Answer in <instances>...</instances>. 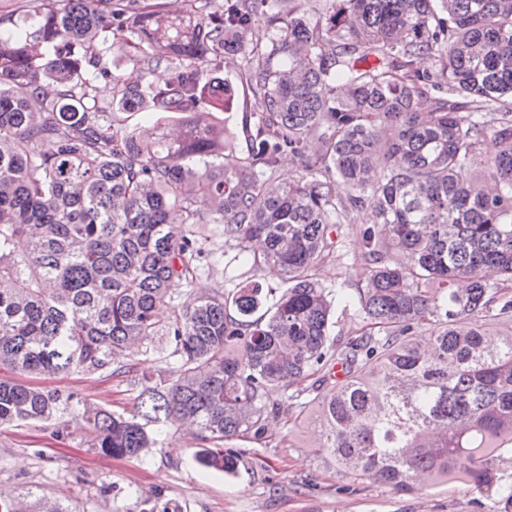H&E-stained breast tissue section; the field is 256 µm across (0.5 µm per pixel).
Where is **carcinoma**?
<instances>
[{
	"instance_id": "1",
	"label": "carcinoma",
	"mask_w": 512,
	"mask_h": 512,
	"mask_svg": "<svg viewBox=\"0 0 512 512\" xmlns=\"http://www.w3.org/2000/svg\"><path fill=\"white\" fill-rule=\"evenodd\" d=\"M36 2L32 35L0 32V366L142 390L126 416L0 379V426L70 415L125 457L187 423L196 461L229 475L224 443L264 437L270 390H316L338 474L401 492L462 481L512 512V0ZM103 32L125 66L103 63ZM227 55L263 105L239 160L216 121ZM145 110L155 124L115 117ZM288 157L300 176L280 177ZM354 210L371 220L345 296L317 272ZM203 224L278 271L270 306L252 283L195 291L212 270ZM342 302L369 326L346 342ZM0 512L71 510L22 486Z\"/></svg>"
}]
</instances>
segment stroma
I'll list each match as a JSON object with an SVG mask.
<instances>
[{
    "label": "stroma",
    "instance_id": "35a3bbf8",
    "mask_svg": "<svg viewBox=\"0 0 512 512\" xmlns=\"http://www.w3.org/2000/svg\"><path fill=\"white\" fill-rule=\"evenodd\" d=\"M365 220L363 212L354 211L342 226L336 258L320 271L324 285H353L357 232ZM210 243L212 274L202 277L200 286L220 282L230 291L256 280L279 287L269 272L253 273L250 262L218 232H211ZM38 384L117 412L132 411L139 392L137 385L99 374L45 377ZM272 400L280 412L269 422L265 443L229 442L239 458L231 475L201 467L179 435L147 455L116 459L94 453L73 419L64 428L52 423L0 428V493L32 485L71 512H140L143 501L155 499L172 512H497L494 496L461 482H428L404 493L342 477L335 463L319 454L298 401L281 390Z\"/></svg>",
    "mask_w": 512,
    "mask_h": 512
}]
</instances>
